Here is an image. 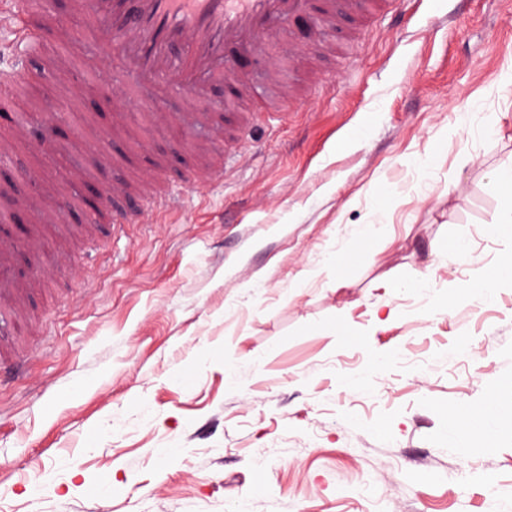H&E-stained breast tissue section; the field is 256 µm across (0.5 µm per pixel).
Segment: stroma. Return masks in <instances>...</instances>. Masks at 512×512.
<instances>
[{
    "label": "stroma",
    "mask_w": 512,
    "mask_h": 512,
    "mask_svg": "<svg viewBox=\"0 0 512 512\" xmlns=\"http://www.w3.org/2000/svg\"><path fill=\"white\" fill-rule=\"evenodd\" d=\"M64 20L84 26L47 0L19 108L55 115L65 157L0 132L9 194L85 171L39 250L28 213L9 223L36 332L0 316V355H25L0 372V512H512V280L490 301L477 289L512 259V234L484 231L501 211L492 174L512 161V0H394L361 41L340 17L334 53L304 43L309 14L288 19L246 63L262 128L211 186L183 181L208 157L198 132L151 123L149 95L85 43L71 98H55ZM194 98L237 127L220 84L162 105ZM86 117L109 131L111 164L74 137ZM166 161L178 212L87 238L88 187ZM494 401L508 425L478 436Z\"/></svg>",
    "instance_id": "1"
}]
</instances>
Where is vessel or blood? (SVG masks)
Segmentation results:
<instances>
[{
  "mask_svg": "<svg viewBox=\"0 0 512 512\" xmlns=\"http://www.w3.org/2000/svg\"><path fill=\"white\" fill-rule=\"evenodd\" d=\"M40 6V0H0V28H23L27 15ZM306 7L307 0H71L73 13L87 21L81 35L97 52L117 58L128 90L156 89L168 77L189 92L226 81L243 99L251 97L254 88L242 61L262 52L282 20ZM77 35L68 23L55 24L57 71L75 72L69 47ZM179 45L184 52L177 59L173 50ZM213 110V105L198 104L180 115L159 110L155 118L197 127ZM236 155V149L225 146L218 160L205 169L185 171L183 178L189 184L223 183L224 169ZM155 186V181L144 180L139 208L116 214L115 223L139 224L158 207L177 208L176 190L160 194ZM10 250V244L0 240V311L14 313L18 299L10 277Z\"/></svg>",
  "mask_w": 512,
  "mask_h": 512,
  "instance_id": "b4317fda",
  "label": "vessel or blood"
}]
</instances>
